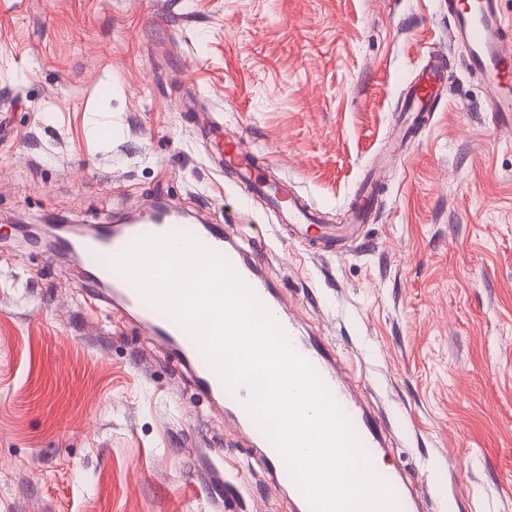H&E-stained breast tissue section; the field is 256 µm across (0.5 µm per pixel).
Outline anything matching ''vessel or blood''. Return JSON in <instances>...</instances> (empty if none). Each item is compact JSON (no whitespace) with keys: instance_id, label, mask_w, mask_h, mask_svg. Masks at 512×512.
<instances>
[{"instance_id":"obj_1","label":"vessel or blood","mask_w":512,"mask_h":512,"mask_svg":"<svg viewBox=\"0 0 512 512\" xmlns=\"http://www.w3.org/2000/svg\"><path fill=\"white\" fill-rule=\"evenodd\" d=\"M448 17L453 23V35L468 48L467 64L485 80V102L489 111L512 121V27L501 20L496 0H448ZM448 79V60L434 54L411 87L409 112L428 111L435 90ZM224 166L241 176L251 178L252 162L242 143L229 140L224 144ZM257 192L267 195L274 206H287L288 219L297 228L314 223L309 206L290 197L287 185H270L255 181ZM181 219L177 213L154 214L129 221L123 218L98 225L93 233H83L81 227L66 225L54 240L55 252L72 256L84 270L89 300L106 306L119 304L132 313L137 321L189 373L196 389L210 406L224 410L233 427L247 435L252 451L265 463L268 479L278 486H288L296 512H310V507L297 487L289 486L287 469L272 443L258 429L243 407L248 390L229 393L219 377L209 368L194 342L174 321L147 305L138 291L118 275L109 260L123 251L133 240L144 235H164L176 232ZM188 233L201 243L222 254L240 277L253 289L287 333L296 351L318 371L335 401L349 418L352 428L369 457H376L384 446V431L359 398L342 381L334 350L320 337L301 333L293 319L284 311L282 296L272 290L258 274L263 258L261 252L242 255L234 246L226 245L223 229L209 224L188 226ZM402 512H416L418 502L408 482L401 476L386 473Z\"/></svg>"}]
</instances>
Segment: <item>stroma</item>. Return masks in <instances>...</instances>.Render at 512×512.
<instances>
[{"instance_id": "obj_1", "label": "stroma", "mask_w": 512, "mask_h": 512, "mask_svg": "<svg viewBox=\"0 0 512 512\" xmlns=\"http://www.w3.org/2000/svg\"><path fill=\"white\" fill-rule=\"evenodd\" d=\"M435 50L449 80L408 136ZM466 55L444 0H0V512H293L173 358L25 234L160 198L266 246L424 512H512V124ZM229 137L331 228L382 169L370 219L316 255L220 169Z\"/></svg>"}]
</instances>
